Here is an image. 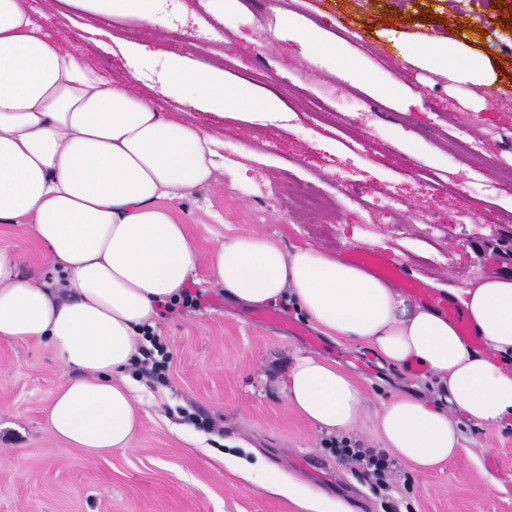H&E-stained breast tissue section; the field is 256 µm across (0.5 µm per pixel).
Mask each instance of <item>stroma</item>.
<instances>
[{
	"instance_id": "stroma-1",
	"label": "stroma",
	"mask_w": 512,
	"mask_h": 512,
	"mask_svg": "<svg viewBox=\"0 0 512 512\" xmlns=\"http://www.w3.org/2000/svg\"><path fill=\"white\" fill-rule=\"evenodd\" d=\"M184 13L167 12L153 23L104 18L80 11L62 17L55 0H31L35 19L50 38L78 45L92 74L124 73L121 54L103 52L97 33L115 42L149 44L178 53L193 67L223 69L279 95L286 118L267 121L251 113L220 117L183 112L177 97L160 99L166 114L201 125L224 143V165L211 186L174 202L206 274L210 253L224 234L257 232L284 248L310 243L349 256L384 253L421 282L465 288L479 279L512 274V259L498 250L512 237V221L487 222L488 214H512V100L473 85H455L443 73L420 71L382 35L394 27L413 37L451 36L456 25L478 30L482 55L501 82H512V26L501 8L512 0H240L238 12L213 17L211 0H181ZM296 10L308 20L341 29L350 21L362 36L349 51L363 68L392 76L415 99L357 87L309 63L298 44L274 39L275 11ZM176 23L182 39L162 30ZM87 26L75 39L76 25ZM318 98L331 114L320 119L305 105ZM489 99L487 110L473 106ZM411 133L410 157L393 132ZM474 144L457 161L455 137ZM361 183L372 208L336 191L345 177ZM308 184L322 203L307 208L294 193ZM407 203L394 222V199ZM0 247L18 260L21 276L50 277L43 249L28 227L0 224ZM207 303L178 308L155 330L172 355L163 381L134 377L141 425L131 446L91 456L54 437L44 411L65 371L47 345L0 342V512H305L275 492L292 478L325 497V512H512V426L484 427L460 420L465 453L427 473L399 463L392 493L353 475L325 445L326 435L287 406L284 386L297 356L317 355L346 370L366 398V417L354 437L378 444L375 412L396 395L436 399L434 377L393 368L366 347L324 336L294 308L278 307V323L261 325L252 307L225 297L223 288L197 285ZM224 429L223 449L247 462L263 457V480L248 478L206 452L210 433L195 417Z\"/></svg>"
}]
</instances>
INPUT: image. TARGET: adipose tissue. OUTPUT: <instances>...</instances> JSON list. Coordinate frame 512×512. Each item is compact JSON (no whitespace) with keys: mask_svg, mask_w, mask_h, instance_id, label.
I'll use <instances>...</instances> for the list:
<instances>
[{"mask_svg":"<svg viewBox=\"0 0 512 512\" xmlns=\"http://www.w3.org/2000/svg\"><path fill=\"white\" fill-rule=\"evenodd\" d=\"M94 15L153 21L163 0H59ZM272 35L297 43L313 64L352 82L395 93L377 81L326 27L280 12ZM390 42L413 66L458 84L494 85L480 33ZM148 46L125 48L123 81L94 77L74 48L53 42L28 0H0V223L27 225L57 276L23 278L0 247V341L47 344L65 369L79 370L54 393L50 431L93 455L128 448L139 408L123 380L137 342L160 306L178 302L196 280L198 256L172 201L215 179L220 144L197 124L164 115L157 99L134 97ZM161 96L184 111H256L279 119L282 99L222 70L189 67L171 54L158 76ZM210 282L248 306L284 302L325 336L370 346L393 366L435 375L439 402L399 395L375 414L392 456L429 470L461 455L464 417L479 426L512 422V276L454 288L483 348L475 350L435 306L312 245L285 250L258 233L230 234L211 251ZM291 408L327 433L357 428L365 398L347 372L312 355L298 357L285 385Z\"/></svg>","mask_w":512,"mask_h":512,"instance_id":"ef3b65f1","label":"adipose tissue"}]
</instances>
